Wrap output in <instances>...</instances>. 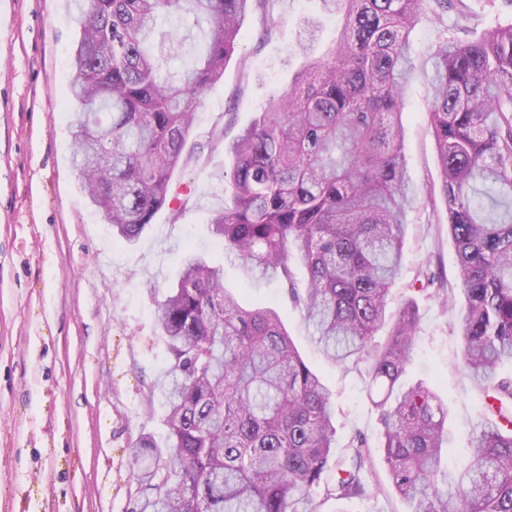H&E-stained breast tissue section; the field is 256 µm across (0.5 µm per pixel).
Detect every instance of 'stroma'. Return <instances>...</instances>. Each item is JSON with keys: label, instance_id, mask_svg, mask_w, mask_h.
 Wrapping results in <instances>:
<instances>
[{"label": "stroma", "instance_id": "35a3bbf8", "mask_svg": "<svg viewBox=\"0 0 512 512\" xmlns=\"http://www.w3.org/2000/svg\"><path fill=\"white\" fill-rule=\"evenodd\" d=\"M310 19L319 32L309 55L319 57L338 31L322 0H279L269 18L251 8L223 77L196 110L190 159L174 175L189 193L187 208L175 221L161 210L129 244L90 207L72 165L77 11L71 0H0V512H135L140 494L128 448L139 436L160 441L166 433L157 382L169 353L154 312L189 251L223 265L224 286L242 306L261 302L277 312L333 394L337 449L355 433L367 438L378 487L355 502L356 512H408L389 486L364 373L326 361L287 288L253 283L225 262L208 232L232 166L215 134L233 138L288 86L304 62L297 43ZM436 37L425 20L413 38L403 153L418 198L388 310L416 300L419 328L404 380L429 383L447 405L453 469L467 459L483 405L457 367V259L426 117ZM425 265L443 275L447 299L411 295Z\"/></svg>", "mask_w": 512, "mask_h": 512}]
</instances>
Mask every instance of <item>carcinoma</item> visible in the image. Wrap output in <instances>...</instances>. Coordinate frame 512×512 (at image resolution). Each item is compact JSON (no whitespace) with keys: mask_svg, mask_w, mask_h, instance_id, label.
<instances>
[{"mask_svg":"<svg viewBox=\"0 0 512 512\" xmlns=\"http://www.w3.org/2000/svg\"><path fill=\"white\" fill-rule=\"evenodd\" d=\"M277 0H74L83 18L71 67L73 165L92 207L125 241L188 194L173 189L195 111L224 75L241 21ZM341 16L335 45L272 95L225 145L229 202L209 218L227 258L288 286L324 357L364 366L383 426L392 491L409 512H512V24H478L464 0H323ZM208 25L205 48L173 73L161 56L177 33L151 35L158 16ZM453 23H448V15ZM437 25L427 119L463 297L461 370L483 400L470 463L443 467L448 407L422 382H401L419 314L387 307L415 191L402 153L403 93L412 36ZM307 275L298 292L293 265ZM411 289L443 291L422 268ZM170 365L160 382L165 444L130 448L139 512H320L375 485L367 439L336 452L332 394L303 360L276 312L244 308L224 268L183 259L156 309ZM390 325L385 341L377 331Z\"/></svg>","mask_w":512,"mask_h":512,"instance_id":"cac0c4a2","label":"carcinoma"}]
</instances>
